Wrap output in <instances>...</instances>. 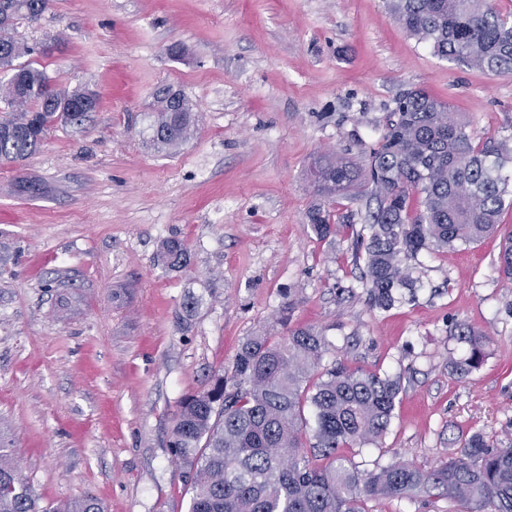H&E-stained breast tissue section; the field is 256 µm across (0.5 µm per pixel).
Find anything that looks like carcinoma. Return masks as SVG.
Instances as JSON below:
<instances>
[{"label": "carcinoma", "mask_w": 512, "mask_h": 512, "mask_svg": "<svg viewBox=\"0 0 512 512\" xmlns=\"http://www.w3.org/2000/svg\"><path fill=\"white\" fill-rule=\"evenodd\" d=\"M48 0H0V161L15 163L40 151L58 119L78 120L98 107L87 87L56 83L31 58L34 49L12 36L17 21L38 17ZM396 22L434 55L493 75L512 74V18L493 0H390ZM150 143L178 148L195 132L193 104L175 109L156 96ZM358 170L335 155L319 157L311 172L329 201L309 212L320 239L343 216L336 193L362 178L369 187L364 224L347 225L363 261L362 281L372 307L388 310L399 288L414 282L407 262L423 251H453L479 242L512 207V179L502 175L512 148L476 137L451 105L421 89L406 90ZM178 239L162 245L169 269L186 265ZM512 281V231L499 256ZM469 346L455 365L465 377L484 361L485 338L466 322L455 325ZM329 343L310 326L285 336L256 334L241 344L229 377L185 398L173 428L172 452L183 465L192 496L188 512H368L367 502L415 498L439 491L457 512H512V441L491 443L481 432L459 437L460 451L425 470L404 463L361 470L337 455L340 448L376 444L387 433L401 385L376 372L342 363L323 367ZM311 409L314 427L305 409ZM0 512H104L91 496L40 509L19 476L12 451L0 448Z\"/></svg>", "instance_id": "carcinoma-1"}]
</instances>
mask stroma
I'll list each match as a JSON object with an SVG mask.
<instances>
[{
	"instance_id": "35a3bbf8",
	"label": "stroma",
	"mask_w": 512,
	"mask_h": 512,
	"mask_svg": "<svg viewBox=\"0 0 512 512\" xmlns=\"http://www.w3.org/2000/svg\"><path fill=\"white\" fill-rule=\"evenodd\" d=\"M13 35L57 83L100 98L22 164H0V448L40 505L91 496L105 512H188L170 448L179 404L231 373L246 337L283 335L287 306L292 325L323 331L324 364L401 381L382 443L339 451L360 468L429 469L468 432L512 438L498 239L421 253L414 294L383 311L350 231L321 240L308 220L314 161L332 152L364 168L405 90L512 146V74L435 56L386 0H50ZM162 87L197 114L170 153L145 132ZM173 238L190 256L175 270L158 260ZM460 321L488 339L463 379L451 372L468 353Z\"/></svg>"
}]
</instances>
